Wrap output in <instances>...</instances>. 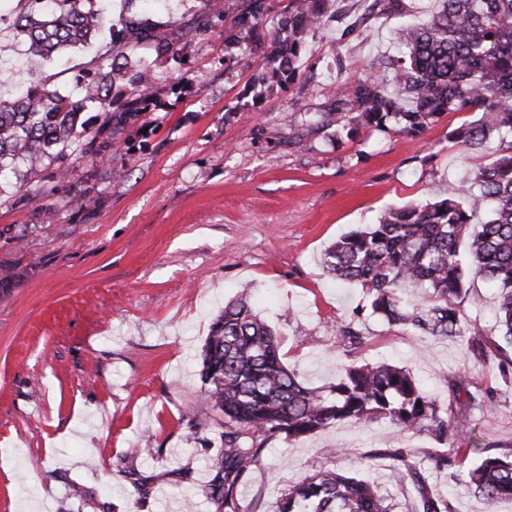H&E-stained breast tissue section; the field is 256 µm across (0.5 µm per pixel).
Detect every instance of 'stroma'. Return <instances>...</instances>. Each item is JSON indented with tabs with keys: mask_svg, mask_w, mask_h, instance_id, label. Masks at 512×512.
I'll return each instance as SVG.
<instances>
[{
	"mask_svg": "<svg viewBox=\"0 0 512 512\" xmlns=\"http://www.w3.org/2000/svg\"><path fill=\"white\" fill-rule=\"evenodd\" d=\"M146 11L191 28L201 0H150ZM329 11L307 37L296 85L266 94L258 111L240 109L258 64L225 69L217 29L182 43L183 64L157 67L153 111L123 130L106 159L78 160L62 194L32 200L52 185L47 166L0 196V512H214L201 488L222 429L197 359L212 322L244 292L302 383L327 386L350 363L390 361L445 409L446 379L463 371L496 392V405L473 416L478 431L497 451L512 450V386L496 359L474 363L459 340L370 315L365 289L321 264L328 246L388 208L458 188L498 143L479 152L449 143L472 112L445 114L417 137L362 128L347 139L333 124L306 126L333 111L326 86L337 71L386 81L370 61L400 23L368 17L365 0H330ZM353 21L359 33L344 35ZM92 55L39 65L2 23L0 96L38 78L70 93ZM342 323L360 344L338 345ZM338 446L346 455H334ZM436 446L384 420L274 440L241 487L242 506L274 512L289 484L328 464L376 481L396 512H412L414 492L385 451L423 458ZM429 480L454 512H512L511 503L488 507L446 472ZM75 483L86 502L69 498Z\"/></svg>",
	"mask_w": 512,
	"mask_h": 512,
	"instance_id": "obj_1",
	"label": "stroma"
}]
</instances>
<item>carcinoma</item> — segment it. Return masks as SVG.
<instances>
[{
	"mask_svg": "<svg viewBox=\"0 0 512 512\" xmlns=\"http://www.w3.org/2000/svg\"><path fill=\"white\" fill-rule=\"evenodd\" d=\"M95 0H18L10 14L27 53L45 63L64 49L99 39L89 67L92 82L77 97L60 94L44 81L31 83L17 97L0 98V193L24 184L48 163L53 179H64L77 152L91 160L112 154L118 130L152 104L153 78L137 50L159 60L178 55L179 43L213 26L224 27V66L232 68L253 52L261 57L257 80L267 90L295 85L306 52L307 34L325 22L330 0H290L269 17L267 0H241L233 17L223 0H202L205 23L187 32L143 20L138 4L125 0V13H112ZM424 22L401 29L395 54L377 64L391 75L390 86L357 72L344 74L343 90L332 91L336 111L321 117L351 135L359 127L418 136L447 112H476L479 118L451 132L449 142L468 150L490 139L500 153L478 167L457 191L433 202L385 211L378 223L354 230L323 254L324 268L335 277L367 290L371 313L389 324L410 327L435 339L461 338L471 358L481 363L500 358L502 382L512 384V0H437ZM377 17L400 15L403 0H368ZM96 110L95 127L83 119ZM480 277L497 292L493 326L485 331L465 324L461 303L471 279ZM409 288L427 292L412 304ZM203 396L218 412L224 448L204 493L217 512H243L239 489L260 465L266 441H296L342 422L387 420L402 432H426L444 445L431 457L452 476L467 458L465 485L489 504L512 502V453L471 442L455 447L452 423L466 426L472 413L492 408L495 398L473 389L464 374L447 381L458 405L456 419L444 415L436 399L419 387L409 369L388 362L348 365L328 388L298 380L280 356L277 335L245 297L224 305L201 351ZM402 484L416 493L413 512H452L427 476L393 448ZM278 512H394L391 498L368 480L331 468H319L290 485Z\"/></svg>",
	"mask_w": 512,
	"mask_h": 512,
	"instance_id": "carcinoma-1",
	"label": "carcinoma"
}]
</instances>
